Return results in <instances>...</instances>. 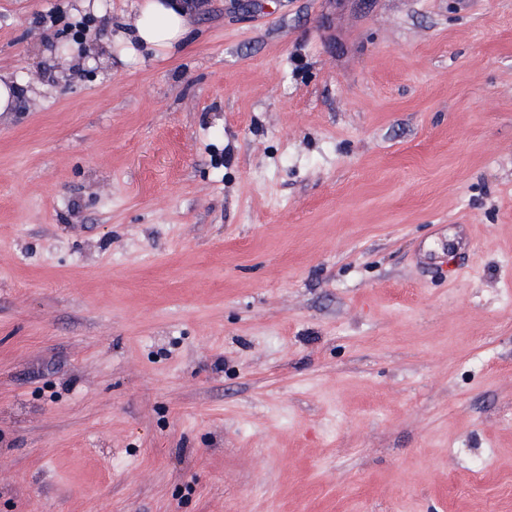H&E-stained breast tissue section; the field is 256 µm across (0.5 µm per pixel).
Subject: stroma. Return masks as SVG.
Here are the masks:
<instances>
[{"instance_id":"35a3bbf8","label":"stroma","mask_w":512,"mask_h":512,"mask_svg":"<svg viewBox=\"0 0 512 512\" xmlns=\"http://www.w3.org/2000/svg\"><path fill=\"white\" fill-rule=\"evenodd\" d=\"M0 0V512H512V0ZM195 0H147L139 9L128 43L135 52V42L143 49L170 52L181 45L188 29L186 12L173 5L183 2L188 8ZM172 2V3H171ZM22 85L11 77L0 76V112H12L20 101Z\"/></svg>"}]
</instances>
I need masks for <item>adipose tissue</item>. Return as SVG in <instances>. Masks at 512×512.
<instances>
[{
    "instance_id": "adipose-tissue-1",
    "label": "adipose tissue",
    "mask_w": 512,
    "mask_h": 512,
    "mask_svg": "<svg viewBox=\"0 0 512 512\" xmlns=\"http://www.w3.org/2000/svg\"><path fill=\"white\" fill-rule=\"evenodd\" d=\"M187 29L185 11L171 0H145L130 39L143 49L169 52L181 45Z\"/></svg>"
}]
</instances>
